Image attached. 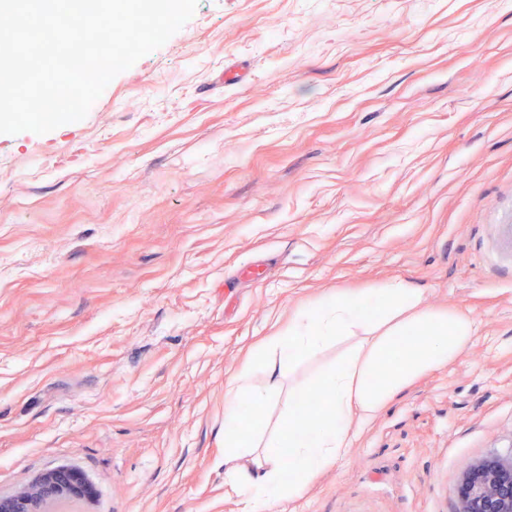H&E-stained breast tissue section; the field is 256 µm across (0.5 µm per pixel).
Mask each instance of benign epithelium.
Returning <instances> with one entry per match:
<instances>
[{
	"label": "benign epithelium",
	"mask_w": 512,
	"mask_h": 512,
	"mask_svg": "<svg viewBox=\"0 0 512 512\" xmlns=\"http://www.w3.org/2000/svg\"><path fill=\"white\" fill-rule=\"evenodd\" d=\"M65 492L83 494L84 482L74 470L56 469L40 477L32 498L0 497V512H45ZM456 512H512V454L486 457L464 475Z\"/></svg>",
	"instance_id": "7a95c632"
}]
</instances>
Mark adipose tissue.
<instances>
[{
	"mask_svg": "<svg viewBox=\"0 0 512 512\" xmlns=\"http://www.w3.org/2000/svg\"><path fill=\"white\" fill-rule=\"evenodd\" d=\"M418 289L396 282L367 295L328 296L301 311L239 370L224 399V464L242 512H268L294 497L320 470L343 458L356 417L374 416L413 378L451 362L473 338L459 314L421 310ZM346 343L314 383L324 414L310 418L291 391L275 423H247L241 410L280 395L286 370Z\"/></svg>",
	"mask_w": 512,
	"mask_h": 512,
	"instance_id": "ef3b65f1",
	"label": "adipose tissue"
}]
</instances>
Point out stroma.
<instances>
[{"label": "stroma", "instance_id": "35a3bbf8", "mask_svg": "<svg viewBox=\"0 0 512 512\" xmlns=\"http://www.w3.org/2000/svg\"><path fill=\"white\" fill-rule=\"evenodd\" d=\"M397 281L472 341L269 512H455L512 453V0H198L83 120L0 135V496L241 512L231 376ZM86 488L80 474L68 468H60L40 477L30 493L35 500L27 497H0V512H43L52 499H59L62 493L76 492L81 495ZM35 502V504H33Z\"/></svg>", "mask_w": 512, "mask_h": 512}]
</instances>
